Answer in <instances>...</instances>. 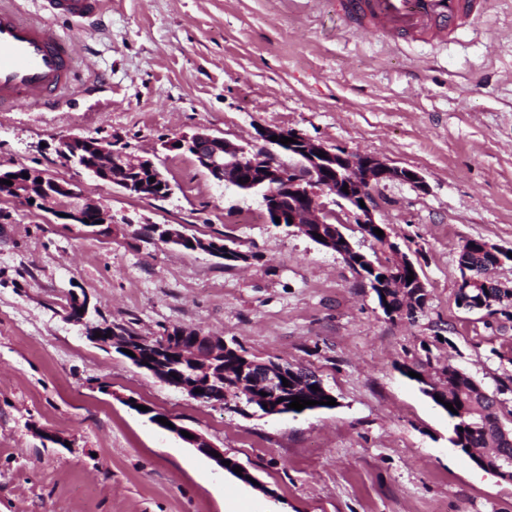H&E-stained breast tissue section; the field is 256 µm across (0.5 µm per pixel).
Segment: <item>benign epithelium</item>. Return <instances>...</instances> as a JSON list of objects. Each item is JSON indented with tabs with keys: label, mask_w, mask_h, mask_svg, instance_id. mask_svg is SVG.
<instances>
[{
	"label": "benign epithelium",
	"mask_w": 512,
	"mask_h": 512,
	"mask_svg": "<svg viewBox=\"0 0 512 512\" xmlns=\"http://www.w3.org/2000/svg\"><path fill=\"white\" fill-rule=\"evenodd\" d=\"M285 136L294 142L284 145L280 141H272L270 137ZM257 139L263 142L259 147H248L235 144L227 139L200 128L190 135H184L168 145L171 150L182 148L193 154L200 168L219 184L235 187L245 185L250 190L262 194V203L266 210L269 223L280 218V224L297 227L310 239L322 247L339 253L346 263L355 268L359 262L368 261L365 254L354 249L342 231L346 224L344 217L353 219L354 223L382 228L373 214L372 190L385 182H400L414 188H422L425 181L417 171L389 164L386 160L372 154H357L330 148L321 141L310 138L296 131L285 132L275 127L258 129ZM181 146H176V143ZM58 155L68 164L78 167L95 178L116 185L132 195L155 196L158 185H167L168 181L159 171L155 163L144 157H129L112 149V143L99 138L79 135L63 136L56 147ZM325 156H319L320 152ZM412 176H407V173ZM28 177L18 176L7 186L3 197L27 207L33 206L44 210L65 224H87L89 227H105L112 231V210L101 201L84 200L81 191L75 184L48 175L42 170L27 169ZM155 182H149V178ZM249 181L239 182V179ZM347 191H342V188ZM334 195L331 203L316 201L321 192ZM365 206H360V203ZM337 209L330 208V205ZM320 239H315V234ZM385 246L379 248V262L387 265L389 285L378 288L383 303L392 299L396 292L395 285L400 283L406 269L416 270L414 262L391 240L389 231H384ZM390 261H385V258ZM457 287L462 289L459 308L466 311L489 312L497 309L501 301L512 296V284L496 283L497 292L476 294L470 289L476 287V278L467 269L459 274ZM71 301L75 303L79 324L95 326L90 319L97 306L91 304L86 293L72 292ZM111 336L91 332L89 339L109 350L128 349L134 354L144 350L154 353L158 360L164 355L182 353V358L189 360L194 372L212 380L216 378L215 369L218 358L224 356V337L218 335L198 334L194 337L189 349L169 348V336H143L133 346L120 329L110 327ZM264 384L267 387L279 383L286 377V367L281 362L261 363ZM194 435L190 439L182 436V440L206 456L220 468L223 465L224 451L218 450L219 457L211 451L215 446L203 435L188 430Z\"/></svg>",
	"instance_id": "1"
}]
</instances>
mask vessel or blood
<instances>
[{
  "instance_id": "b4317fda",
  "label": "vessel or blood",
  "mask_w": 512,
  "mask_h": 512,
  "mask_svg": "<svg viewBox=\"0 0 512 512\" xmlns=\"http://www.w3.org/2000/svg\"><path fill=\"white\" fill-rule=\"evenodd\" d=\"M51 14L96 19L106 0H43ZM352 32L399 42H442L478 25L481 0H334ZM74 41L49 24L20 19L14 0H0V111L54 105L73 81Z\"/></svg>"
}]
</instances>
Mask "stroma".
Segmentation results:
<instances>
[{
	"instance_id": "35a3bbf8",
	"label": "stroma",
	"mask_w": 512,
	"mask_h": 512,
	"mask_svg": "<svg viewBox=\"0 0 512 512\" xmlns=\"http://www.w3.org/2000/svg\"><path fill=\"white\" fill-rule=\"evenodd\" d=\"M17 4L83 59L58 108L0 112V169L75 182L106 200L114 226L100 234L0 200V512H512V482L455 447L447 414L402 373L426 357L430 376L453 363L487 391L507 381L498 354L512 323L486 328L456 287L466 240L512 250V0H490L450 42L399 46L352 33L326 0H108L86 29L41 0ZM263 126L423 175V190L373 191L376 221L427 285L415 321L389 319L336 252L268 224L260 196L167 147L200 128L252 144ZM64 135L152 158L171 194L131 195L67 166ZM150 224L231 239L246 259L165 244ZM80 289L143 335L187 327L308 368L336 404L278 416L193 399L91 343L68 317ZM142 405L203 434L256 484Z\"/></svg>"
}]
</instances>
